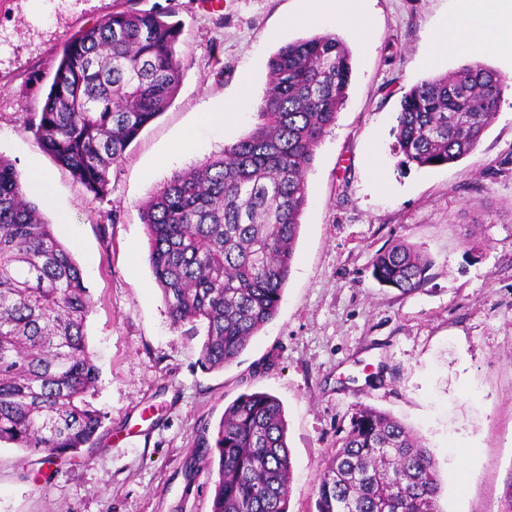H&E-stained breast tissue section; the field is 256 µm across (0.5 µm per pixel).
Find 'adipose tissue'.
Listing matches in <instances>:
<instances>
[{
  "instance_id": "adipose-tissue-1",
  "label": "adipose tissue",
  "mask_w": 512,
  "mask_h": 512,
  "mask_svg": "<svg viewBox=\"0 0 512 512\" xmlns=\"http://www.w3.org/2000/svg\"><path fill=\"white\" fill-rule=\"evenodd\" d=\"M455 11L442 23L432 51L462 59L482 54L512 58V0H456ZM308 17L331 25L364 28L366 0H310Z\"/></svg>"
}]
</instances>
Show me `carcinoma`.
I'll list each match as a JSON object with an SVG mask.
<instances>
[{"instance_id":"carcinoma-1","label":"carcinoma","mask_w":512,"mask_h":512,"mask_svg":"<svg viewBox=\"0 0 512 512\" xmlns=\"http://www.w3.org/2000/svg\"><path fill=\"white\" fill-rule=\"evenodd\" d=\"M168 13L121 0L80 31L61 58L41 112L29 122L42 150L87 191H108L142 130L173 102L183 78ZM258 122L194 168L174 174L140 206L154 281L175 324L200 323V363H233L277 315L308 201L306 174L336 124L352 66L345 42L314 34L269 58ZM505 89L481 63L429 77L400 101L393 128L402 163L435 167L474 150ZM430 262L411 244L377 251L372 275L403 293L427 282ZM90 299L71 250L26 199L0 155V443L51 466L97 440L87 400L98 367L86 342ZM217 463L211 512H289L291 458L279 400L244 392L213 441L192 449ZM435 459L400 420L361 404L324 459L316 512H441Z\"/></svg>"}]
</instances>
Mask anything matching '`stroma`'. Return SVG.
Returning a JSON list of instances; mask_svg holds the SVG:
<instances>
[{
  "mask_svg": "<svg viewBox=\"0 0 512 512\" xmlns=\"http://www.w3.org/2000/svg\"><path fill=\"white\" fill-rule=\"evenodd\" d=\"M112 5L0 0V154L27 187L36 166L52 179V199L26 195L83 273L99 370L88 400L104 416L100 443L47 474L36 454L0 443V512H210L213 479L203 468L186 479L185 462L247 391L283 405L290 512H315L323 460L362 403L424 438L441 512H498L512 469V60L482 59L507 87L480 144L455 163L408 168L395 151L400 100L460 66L430 53L455 0H370L361 31L300 22L305 0H132L180 23L184 76L97 197L27 125L63 45ZM329 31L348 46L352 76L307 175L281 306L234 363L205 370L202 335L172 324L154 281L139 207L255 126L282 44ZM222 108L234 111L223 130L200 125L201 113ZM398 241L431 261L427 283L408 295L371 276L376 251Z\"/></svg>",
  "mask_w": 512,
  "mask_h": 512,
  "instance_id": "stroma-1",
  "label": "stroma"
}]
</instances>
